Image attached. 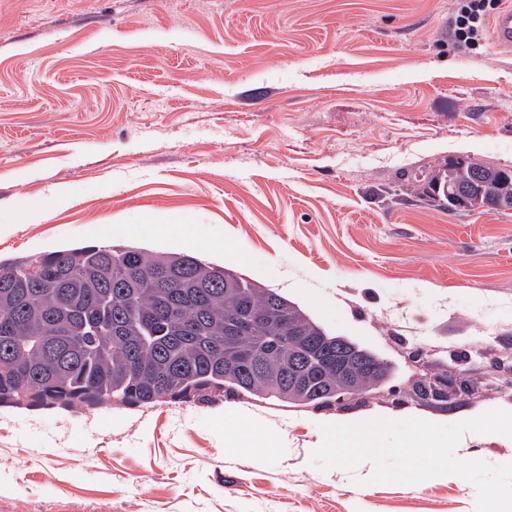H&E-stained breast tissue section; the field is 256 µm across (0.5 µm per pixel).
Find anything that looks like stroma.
Here are the masks:
<instances>
[{"label":"stroma","mask_w":512,"mask_h":512,"mask_svg":"<svg viewBox=\"0 0 512 512\" xmlns=\"http://www.w3.org/2000/svg\"><path fill=\"white\" fill-rule=\"evenodd\" d=\"M454 10L0 0V259L190 254L393 367L320 409L0 405V512H476L460 477L366 489L371 462H310L324 424L512 411V211L451 213L409 185L462 155L512 166V49H456ZM419 381L453 402L413 398ZM239 431L255 456L228 448ZM454 454L508 464L512 438L468 432Z\"/></svg>","instance_id":"35a3bbf8"}]
</instances>
